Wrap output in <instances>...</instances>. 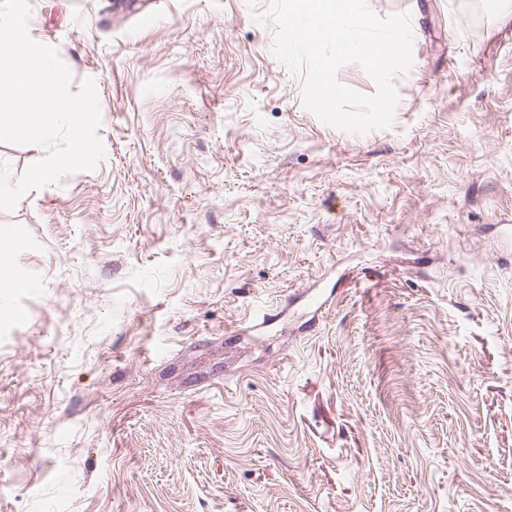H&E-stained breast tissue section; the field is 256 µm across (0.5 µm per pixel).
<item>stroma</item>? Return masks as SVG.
<instances>
[{"mask_svg":"<svg viewBox=\"0 0 512 512\" xmlns=\"http://www.w3.org/2000/svg\"><path fill=\"white\" fill-rule=\"evenodd\" d=\"M30 3L106 159L0 210V512H512V0H369L362 135L269 0Z\"/></svg>","mask_w":512,"mask_h":512,"instance_id":"obj_1","label":"stroma"}]
</instances>
